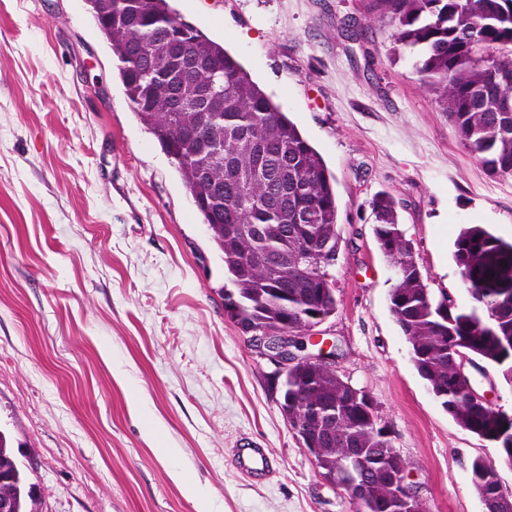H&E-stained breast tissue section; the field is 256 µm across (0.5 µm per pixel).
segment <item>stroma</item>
Here are the masks:
<instances>
[{"instance_id": "obj_1", "label": "stroma", "mask_w": 512, "mask_h": 512, "mask_svg": "<svg viewBox=\"0 0 512 512\" xmlns=\"http://www.w3.org/2000/svg\"><path fill=\"white\" fill-rule=\"evenodd\" d=\"M223 43L336 178L337 307L318 328L366 391L428 512H483L459 427L410 361L373 197H393L434 295L467 305L462 225L512 240V177L460 144L371 0H172ZM86 0H0V430L42 512H356L281 413L224 309L232 283L171 158L139 122ZM158 435H150V423ZM264 449L249 477L235 448ZM178 449L165 460L161 449Z\"/></svg>"}]
</instances>
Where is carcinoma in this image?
Returning <instances> with one entry per match:
<instances>
[{"mask_svg": "<svg viewBox=\"0 0 512 512\" xmlns=\"http://www.w3.org/2000/svg\"><path fill=\"white\" fill-rule=\"evenodd\" d=\"M94 22L119 61L124 93L140 122L174 160L194 205L222 253L235 291L225 309L236 322L301 334L336 310L324 267L301 273L294 258L320 245L336 250L334 177L297 125L250 77L238 60L201 29L184 21L171 0H86ZM395 22L394 51L415 59L420 80L436 97L461 145L492 176H512V0H374ZM224 102L206 112L198 82ZM206 133H192L201 119ZM375 237L396 267L390 311L410 346L419 376L462 428L498 446L512 432V414L475 410L454 384L448 349L469 340L473 356L512 378V242L480 224L460 228L453 260L470 304L435 298L398 222L396 202L381 193L371 202ZM303 392L298 415L335 402L349 387L329 368L292 376ZM332 442L327 457L351 448H376L371 421L314 422ZM0 495L16 512H41V498L0 430ZM471 481L488 497L498 482L492 463L476 458Z\"/></svg>", "mask_w": 512, "mask_h": 512, "instance_id": "carcinoma-1", "label": "carcinoma"}]
</instances>
